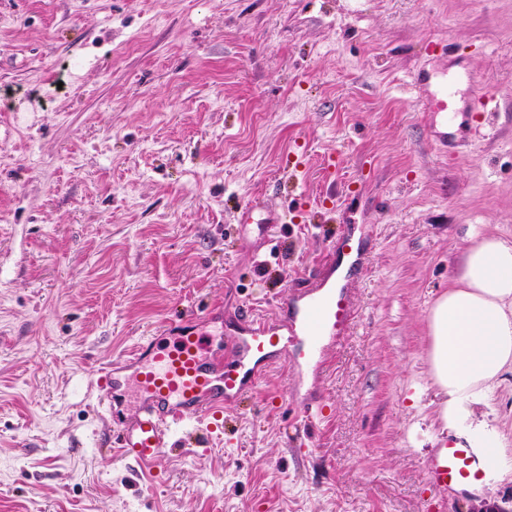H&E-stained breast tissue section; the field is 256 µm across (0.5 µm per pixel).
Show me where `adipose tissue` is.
<instances>
[{
	"label": "adipose tissue",
	"mask_w": 512,
	"mask_h": 512,
	"mask_svg": "<svg viewBox=\"0 0 512 512\" xmlns=\"http://www.w3.org/2000/svg\"><path fill=\"white\" fill-rule=\"evenodd\" d=\"M430 373L442 419L458 428L476 394L512 369V242L487 236L468 249L455 287L429 313Z\"/></svg>",
	"instance_id": "obj_1"
}]
</instances>
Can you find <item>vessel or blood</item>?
<instances>
[{"mask_svg":"<svg viewBox=\"0 0 512 512\" xmlns=\"http://www.w3.org/2000/svg\"><path fill=\"white\" fill-rule=\"evenodd\" d=\"M354 311L343 289L320 285L278 320L247 319L242 331L214 348L199 330L196 312L181 315L171 347L138 346L127 363L135 372L139 413L122 422L118 455L140 470H151L161 449L175 446L188 421L224 427V408L254 392L279 358L297 363L313 358L325 341H339ZM479 451L452 437L429 465L430 481L445 492L475 478Z\"/></svg>","mask_w":512,"mask_h":512,"instance_id":"b4317fda","label":"vessel or blood"}]
</instances>
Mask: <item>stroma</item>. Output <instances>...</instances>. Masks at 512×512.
Instances as JSON below:
<instances>
[{"instance_id": "stroma-1", "label": "stroma", "mask_w": 512, "mask_h": 512, "mask_svg": "<svg viewBox=\"0 0 512 512\" xmlns=\"http://www.w3.org/2000/svg\"><path fill=\"white\" fill-rule=\"evenodd\" d=\"M473 77L496 104L477 118ZM491 234L512 241V0H0V512H462L429 483L449 432L428 315ZM342 238L358 257L327 254ZM331 271L356 317L321 366L272 367L154 476L117 458L137 402L103 410L107 363ZM482 396L507 508L512 371ZM425 103L432 112H448L447 119L449 122H453L455 113L459 112L451 93L448 92V87L446 89L442 88L438 94L427 93Z\"/></svg>"}]
</instances>
